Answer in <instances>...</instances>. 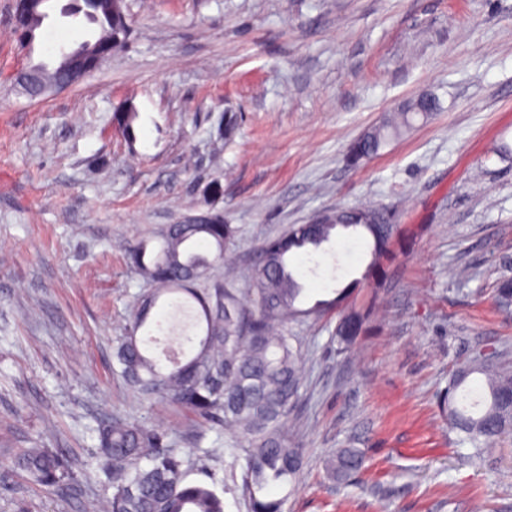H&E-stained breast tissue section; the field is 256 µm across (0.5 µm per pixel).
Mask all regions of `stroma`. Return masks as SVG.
Here are the masks:
<instances>
[{"label": "stroma", "instance_id": "stroma-1", "mask_svg": "<svg viewBox=\"0 0 512 512\" xmlns=\"http://www.w3.org/2000/svg\"><path fill=\"white\" fill-rule=\"evenodd\" d=\"M50 0L33 57L0 0V512H86L110 497L97 430L112 418L190 449L189 478L245 512L223 424L190 434L184 410L140 400L113 342L149 286L124 244L218 213L240 260L212 278L243 288L258 250L337 208L382 207L412 229L387 266L383 307L345 353L335 315L290 322L305 375L292 416L304 451L296 487L269 495L284 512H512V435L470 459L438 407L456 366L483 350L512 366V0H122L125 44L78 84L44 100L13 83L29 60L97 36ZM431 94L440 108L357 166L350 145L381 116ZM139 114L135 142L116 115ZM238 131L225 139V122ZM366 241L340 232L289 267L299 306L360 279ZM175 295L138 333L160 357ZM365 454L350 481L324 462ZM34 446L73 463L48 490L8 460ZM365 463V457L359 448H336L326 459L327 475L336 483H343L360 471Z\"/></svg>", "mask_w": 512, "mask_h": 512}]
</instances>
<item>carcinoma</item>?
<instances>
[{"label":"carcinoma","mask_w":512,"mask_h":512,"mask_svg":"<svg viewBox=\"0 0 512 512\" xmlns=\"http://www.w3.org/2000/svg\"><path fill=\"white\" fill-rule=\"evenodd\" d=\"M25 12L27 19L15 25V33L21 47L30 49L43 26L46 2L36 0L26 5ZM96 25L97 40H110L119 47L126 41V22L101 15ZM31 71L37 84L28 91L30 96L39 95L43 85L59 78L57 67L44 63L31 65ZM435 111L432 97L402 105L351 145L349 162L357 165L377 154ZM137 119L133 108L119 116L131 143ZM341 230L369 240L364 279L380 287L384 265L395 258L399 244L397 225L381 208L337 209L267 240L246 288H231L222 281L199 287L203 277L198 271L204 266L213 265L215 259L232 264L237 229L230 224H169L156 236L158 247L150 249L147 241L140 240L126 249L132 267L153 289L133 309L126 335L117 340L114 358L121 374L139 395L167 398L202 425L222 421L232 430L229 447L240 466V495L247 512H283L284 500L263 490L276 482L295 485L303 467L302 448L288 430L303 374L301 356L286 333L288 322L340 310L335 339L342 353L364 333L378 303L374 297L360 309L349 302L353 284L308 310L298 307L303 288L289 269V255L317 250ZM202 243L214 249V258L195 250ZM170 293L184 295L183 305L194 313L203 334L189 353L181 345L169 349V367L164 369L142 352L137 334L159 298ZM477 376L483 379L480 394L467 405L459 403L457 391ZM510 395L512 369L499 362L477 357L453 371L440 407L458 442L473 448L474 458H482L499 438L512 433V406L503 402ZM98 449L112 466L110 512H224V499L215 489L187 479L185 459L180 449L168 446L166 434L114 418L98 430ZM364 463L361 449L344 447L327 456L325 468L330 479L343 483ZM11 465L47 489L72 476L71 461L49 448H29Z\"/></svg>","instance_id":"1"}]
</instances>
